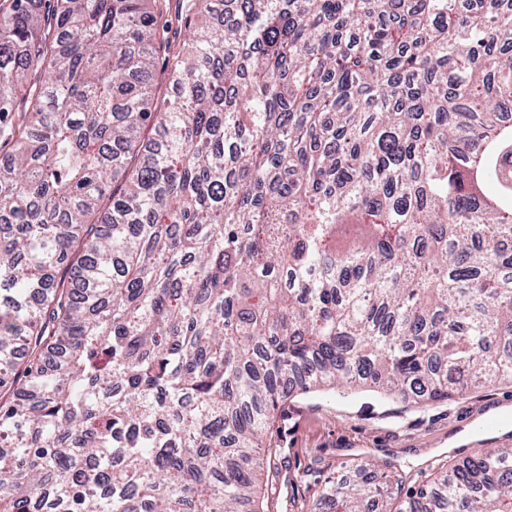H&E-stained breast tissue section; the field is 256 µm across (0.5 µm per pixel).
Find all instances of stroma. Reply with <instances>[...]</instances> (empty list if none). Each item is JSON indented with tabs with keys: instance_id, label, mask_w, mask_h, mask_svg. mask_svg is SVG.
I'll use <instances>...</instances> for the list:
<instances>
[{
	"instance_id": "1",
	"label": "stroma",
	"mask_w": 512,
	"mask_h": 512,
	"mask_svg": "<svg viewBox=\"0 0 512 512\" xmlns=\"http://www.w3.org/2000/svg\"><path fill=\"white\" fill-rule=\"evenodd\" d=\"M499 416L488 437L512 446V385L475 386L429 404L385 400L338 388L292 398L264 439L280 471L267 501L270 512H309L329 477L361 462L392 464L402 482L395 498L430 484L443 461L474 456L481 448L475 425Z\"/></svg>"
}]
</instances>
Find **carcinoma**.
Masks as SVG:
<instances>
[{
    "instance_id": "cac0c4a2",
    "label": "carcinoma",
    "mask_w": 512,
    "mask_h": 512,
    "mask_svg": "<svg viewBox=\"0 0 512 512\" xmlns=\"http://www.w3.org/2000/svg\"><path fill=\"white\" fill-rule=\"evenodd\" d=\"M230 2L0 0V512H264L290 398L512 383V0Z\"/></svg>"
}]
</instances>
